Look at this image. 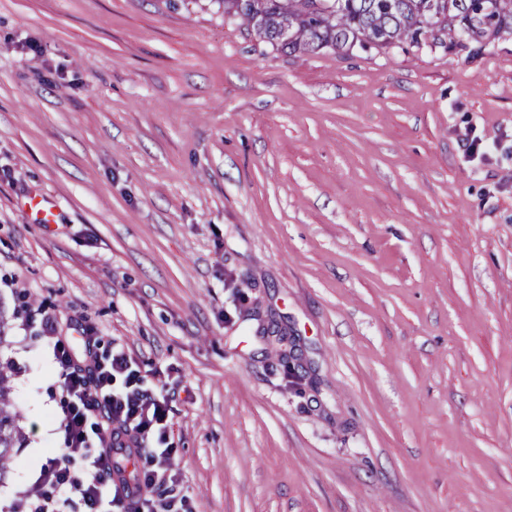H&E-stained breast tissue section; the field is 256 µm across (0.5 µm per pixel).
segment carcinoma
<instances>
[{"mask_svg": "<svg viewBox=\"0 0 512 512\" xmlns=\"http://www.w3.org/2000/svg\"><path fill=\"white\" fill-rule=\"evenodd\" d=\"M264 41L292 53L347 52L365 39L388 48L437 46L478 53L512 31V0H218ZM11 372L0 367V482L21 445Z\"/></svg>", "mask_w": 512, "mask_h": 512, "instance_id": "1", "label": "carcinoma"}]
</instances>
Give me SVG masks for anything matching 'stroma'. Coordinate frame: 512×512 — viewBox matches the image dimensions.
<instances>
[{
    "instance_id": "35a3bbf8",
    "label": "stroma",
    "mask_w": 512,
    "mask_h": 512,
    "mask_svg": "<svg viewBox=\"0 0 512 512\" xmlns=\"http://www.w3.org/2000/svg\"><path fill=\"white\" fill-rule=\"evenodd\" d=\"M18 298L0 512L62 445L84 329L172 394L192 512H512V34L291 55L208 0H0Z\"/></svg>"
}]
</instances>
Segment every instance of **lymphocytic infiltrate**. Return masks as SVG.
I'll return each instance as SVG.
<instances>
[{
  "label": "lymphocytic infiltrate",
  "mask_w": 512,
  "mask_h": 512,
  "mask_svg": "<svg viewBox=\"0 0 512 512\" xmlns=\"http://www.w3.org/2000/svg\"><path fill=\"white\" fill-rule=\"evenodd\" d=\"M41 326L43 334L55 340L53 353L66 396L63 446L58 456L41 465L38 489L17 503L18 512H62L66 504L84 512H112L122 504L129 505V512H183L184 498L174 494L166 480L172 450L165 389L146 387L137 363L124 351H113L102 360L89 346L80 359L56 339L51 316L42 315ZM118 437L136 454L149 456L148 467L130 489H118L113 481ZM92 440L100 448L95 455L88 450Z\"/></svg>",
  "instance_id": "f902f5d3"
}]
</instances>
